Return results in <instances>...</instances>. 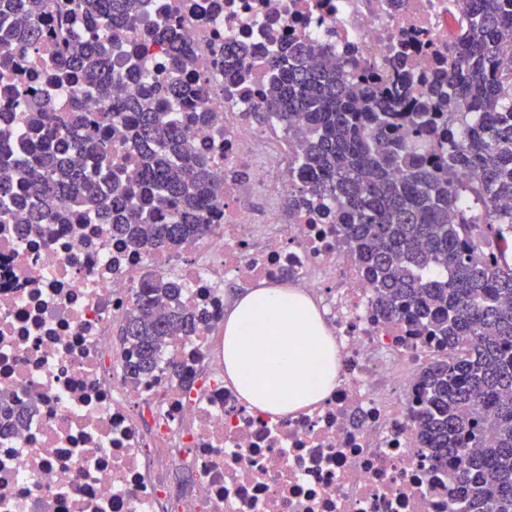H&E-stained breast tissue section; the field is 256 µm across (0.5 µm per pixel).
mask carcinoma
Returning a JSON list of instances; mask_svg holds the SVG:
<instances>
[{
    "mask_svg": "<svg viewBox=\"0 0 512 512\" xmlns=\"http://www.w3.org/2000/svg\"><path fill=\"white\" fill-rule=\"evenodd\" d=\"M0 0V69L9 45L39 42L54 0ZM87 20L110 34L122 28L137 0H76ZM462 32L448 46L447 79L410 98L402 87L347 58L332 64L323 47L288 41L266 62L264 108L295 129L300 182L288 206L315 197L334 211L387 318L413 320L441 345L442 358L420 373L413 416L425 448L448 467L461 512H512V259L495 249L512 238V0H456ZM101 42L70 41L54 62L63 77L98 86L107 108L72 118L86 127L75 142L34 147L35 163L0 153V210L25 224H67L92 213L134 245L202 236L218 203L220 179L169 119L154 85L135 65L118 75ZM244 47L224 44V77L240 83ZM138 77L141 92L124 95ZM41 138L54 136L51 117L29 104ZM122 126L135 152L128 177L108 193L78 176L89 162H109L101 131ZM170 209V224L155 214ZM180 284L158 279L123 329L139 348L130 375L149 373L159 342L197 327L179 303Z\"/></svg>",
    "mask_w": 512,
    "mask_h": 512,
    "instance_id": "obj_1",
    "label": "carcinoma"
}]
</instances>
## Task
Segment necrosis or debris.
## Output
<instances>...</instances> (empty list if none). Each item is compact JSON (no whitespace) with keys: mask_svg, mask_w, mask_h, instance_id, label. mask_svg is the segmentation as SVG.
Listing matches in <instances>:
<instances>
[{"mask_svg":"<svg viewBox=\"0 0 512 512\" xmlns=\"http://www.w3.org/2000/svg\"><path fill=\"white\" fill-rule=\"evenodd\" d=\"M61 6L0 77L1 141L33 137L23 93L59 120L106 107L95 88L49 76L63 36H96L72 0ZM460 25L454 0H140L114 33L112 66L140 55L195 150L214 159L223 199L210 234L136 248L83 217L27 228L0 217V512H452L448 469L429 461L413 425L435 340L377 314L321 202L282 215L291 136L245 114L263 105L265 60L288 40L385 73L407 40L418 82ZM168 30L188 46L177 67ZM229 41L257 52L235 87L224 80ZM174 81L195 97L167 95ZM158 276L178 279L200 321L134 379L137 352L114 346L112 331ZM269 285L306 296L336 348L331 394L285 416L250 409L224 371L227 289Z\"/></svg>","mask_w":512,"mask_h":512,"instance_id":"necrosis-or-debris-1","label":"necrosis or debris"}]
</instances>
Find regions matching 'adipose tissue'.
<instances>
[{
  "label": "adipose tissue",
  "mask_w": 512,
  "mask_h": 512,
  "mask_svg": "<svg viewBox=\"0 0 512 512\" xmlns=\"http://www.w3.org/2000/svg\"><path fill=\"white\" fill-rule=\"evenodd\" d=\"M224 366L252 408L285 414L328 395L336 351L306 298L260 288L238 297L225 321Z\"/></svg>",
  "instance_id": "obj_1"
}]
</instances>
